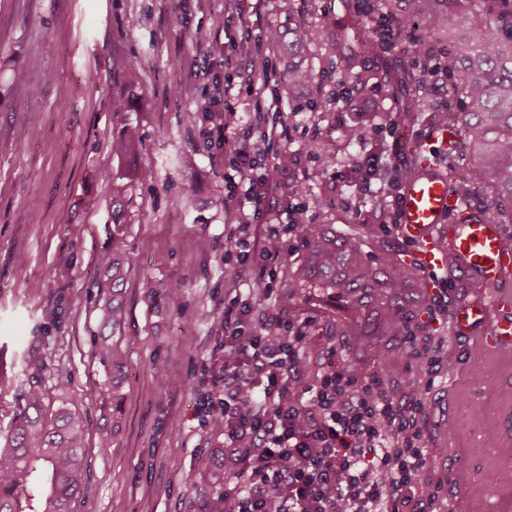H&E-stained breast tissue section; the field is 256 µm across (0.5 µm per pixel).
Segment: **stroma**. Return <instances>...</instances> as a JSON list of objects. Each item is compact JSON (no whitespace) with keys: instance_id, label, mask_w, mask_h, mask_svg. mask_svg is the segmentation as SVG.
Returning a JSON list of instances; mask_svg holds the SVG:
<instances>
[{"instance_id":"1","label":"stroma","mask_w":512,"mask_h":512,"mask_svg":"<svg viewBox=\"0 0 512 512\" xmlns=\"http://www.w3.org/2000/svg\"><path fill=\"white\" fill-rule=\"evenodd\" d=\"M0 0V430L26 405L27 369L38 364L45 387L67 383L86 430L87 479L73 512H200L217 493L196 457L224 440L220 426L196 419L201 368L220 343L224 312V227L245 219L224 182V87L240 84L243 47L266 63L284 100L300 106L289 124L303 152L296 189L316 223L341 239L357 238L365 258L414 262L397 231H385L375 199L350 185L352 163L367 154L382 163L402 153V136L434 146L426 121L403 126L400 88L374 92L384 57L362 52L352 34L324 42L322 27L344 20L345 0ZM302 25L309 33L297 61L316 81L288 84V51L260 45L265 31ZM141 84L123 89L127 67ZM29 95L12 88L17 72ZM348 88L359 104L379 106V128L363 145L343 136L357 114L341 110ZM137 127L134 155L112 150L125 127ZM150 170L142 180L138 171ZM125 185L121 213L112 186ZM126 226L125 365L102 364L110 330L97 320L99 267L112 250L115 223ZM179 292L171 302L170 292ZM56 306L54 322L44 308ZM297 316L315 319L308 347L320 365L326 340L345 359L402 391L418 382L396 359L393 336L372 347L352 344L341 326L352 320L321 273L302 288ZM451 369L433 388L425 477L464 472L466 487L449 492L444 512H496L512 499V357L478 354L444 328ZM116 389H107L108 381ZM472 410L461 418V407Z\"/></svg>"}]
</instances>
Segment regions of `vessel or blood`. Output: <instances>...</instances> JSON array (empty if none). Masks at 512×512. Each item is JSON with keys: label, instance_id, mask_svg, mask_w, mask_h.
I'll return each instance as SVG.
<instances>
[{"label": "vessel or blood", "instance_id": "b4317fda", "mask_svg": "<svg viewBox=\"0 0 512 512\" xmlns=\"http://www.w3.org/2000/svg\"><path fill=\"white\" fill-rule=\"evenodd\" d=\"M413 169L398 197L399 231L412 243L420 265L431 272L455 265L474 292L452 307L456 334L476 337L485 350L512 352V248L502 227L456 193L443 165L409 146Z\"/></svg>", "mask_w": 512, "mask_h": 512}]
</instances>
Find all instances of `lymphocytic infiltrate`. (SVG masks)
Masks as SVG:
<instances>
[{
	"mask_svg": "<svg viewBox=\"0 0 512 512\" xmlns=\"http://www.w3.org/2000/svg\"><path fill=\"white\" fill-rule=\"evenodd\" d=\"M265 73L249 67L252 100L246 129L224 134L230 156L227 185L243 184L239 208L262 225L260 246L247 224L224 233L229 277L219 358L204 369L198 425L224 429V490L215 512H441L444 483L426 481L428 396L451 360L437 326L450 312L440 283L426 316H405L396 352L420 386L404 393L380 376L347 364L329 346L319 370L306 356L312 319L295 318L277 271L294 256L309 223L299 192L272 196L294 176L301 153L286 131L290 115L279 93H267ZM403 158L383 179L378 157L354 166L358 192L386 180L383 206L397 218Z\"/></svg>",
	"mask_w": 512,
	"mask_h": 512,
	"instance_id": "obj_1",
	"label": "lymphocytic infiltrate"
}]
</instances>
